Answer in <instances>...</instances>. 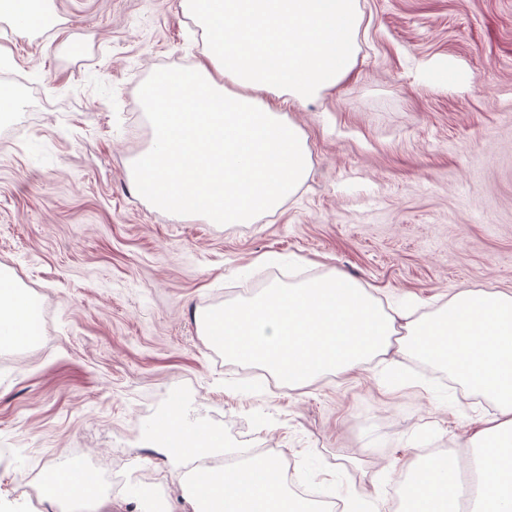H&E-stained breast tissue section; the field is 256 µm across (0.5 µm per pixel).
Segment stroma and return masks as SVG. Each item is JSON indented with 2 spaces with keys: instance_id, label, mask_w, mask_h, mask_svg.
Listing matches in <instances>:
<instances>
[{
  "instance_id": "1",
  "label": "stroma",
  "mask_w": 512,
  "mask_h": 512,
  "mask_svg": "<svg viewBox=\"0 0 512 512\" xmlns=\"http://www.w3.org/2000/svg\"><path fill=\"white\" fill-rule=\"evenodd\" d=\"M368 30L350 78L290 111L311 171L251 224L180 219L132 187L153 132L141 91L189 68L205 36L179 0H43L45 24L17 35L0 15V271L42 306V338L0 348V512H50L17 475L62 465L70 448L126 463L130 495L87 507L192 512L173 471L171 408L225 447L267 449L290 488L339 512H401L385 473L452 452L491 406L401 355L297 389L225 358L201 321L259 293L338 273L383 302L441 308L458 290H512V0H361ZM448 60L470 90L430 84ZM147 471L165 485L143 482ZM382 494H375L376 484Z\"/></svg>"
}]
</instances>
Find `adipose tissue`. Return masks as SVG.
Masks as SVG:
<instances>
[{
    "label": "adipose tissue",
    "mask_w": 512,
    "mask_h": 512,
    "mask_svg": "<svg viewBox=\"0 0 512 512\" xmlns=\"http://www.w3.org/2000/svg\"><path fill=\"white\" fill-rule=\"evenodd\" d=\"M180 7L206 33V60L161 71L143 88L154 137L134 162L133 181L171 214L248 224L278 211L306 182L307 137L287 111L353 72L360 0H180ZM39 308L0 274V345H35ZM204 325L226 357L260 365L292 389L356 372L394 349L443 365L494 411L465 439L474 451L469 480L456 456H422L399 485L405 512H512V292L464 290L422 314L330 274L270 285ZM191 499L194 512H317L283 485L272 457L210 473Z\"/></svg>",
    "instance_id": "obj_1"
}]
</instances>
